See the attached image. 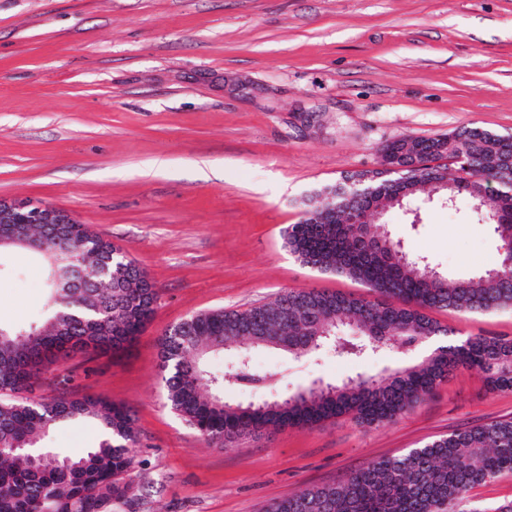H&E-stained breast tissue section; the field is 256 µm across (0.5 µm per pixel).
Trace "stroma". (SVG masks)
Returning <instances> with one entry per match:
<instances>
[{"instance_id":"35a3bbf8","label":"stroma","mask_w":512,"mask_h":512,"mask_svg":"<svg viewBox=\"0 0 512 512\" xmlns=\"http://www.w3.org/2000/svg\"><path fill=\"white\" fill-rule=\"evenodd\" d=\"M462 126L512 132V0H0V199L73 215L128 252L158 290L150 322L115 355L54 365L72 389L134 415L138 461L112 512H265L364 464L453 431L512 419V391L461 368L412 412L375 427L343 416L214 447L170 408L159 340L195 314L243 311L290 290L363 293L289 254L302 202L379 166L381 143ZM387 229L412 256L469 276L497 266L500 241L467 200L398 212ZM43 260L0 250V326L46 308ZM461 335L512 340V308L437 310ZM265 390L337 383L401 363L382 350L288 358L259 349ZM89 421L46 444L79 455Z\"/></svg>"}]
</instances>
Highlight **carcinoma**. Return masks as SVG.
I'll use <instances>...</instances> for the list:
<instances>
[{
  "mask_svg": "<svg viewBox=\"0 0 512 512\" xmlns=\"http://www.w3.org/2000/svg\"><path fill=\"white\" fill-rule=\"evenodd\" d=\"M380 168L351 174L303 202V217L284 230L288 251L322 274L359 281L380 295L308 289L287 291L244 311L211 310L167 331L160 354L173 410L212 444L270 429L312 427L351 415L378 426L414 409L461 366L485 374L492 390H512V340L470 336L426 314L452 309L486 314L512 306V134L463 126L436 137L400 136L378 148ZM446 159L449 165L435 161ZM461 197L478 207L501 242L496 268L450 278L425 258H411L376 214L425 200L448 207ZM30 250L47 264L50 297L42 322L28 332L0 327V512H112L129 498L137 467L135 420L124 405L94 394L37 395L50 366L71 351H119L150 320L158 298L148 276L122 248L81 224L66 242L84 275L57 283L46 250L53 229L31 227ZM349 327L356 338L336 336ZM420 360L341 384H311L284 397L243 405L224 401V387L262 388L270 376L252 369L251 351L275 348L293 358L329 347L362 357L376 349L406 355L435 338ZM237 359L213 375L209 358L224 345ZM91 420L101 428L85 455L37 446L56 426ZM512 474V421L464 428L393 457L374 460L343 480L306 487L269 512H512V500L484 507L471 494Z\"/></svg>",
  "mask_w": 512,
  "mask_h": 512,
  "instance_id": "carcinoma-1",
  "label": "carcinoma"
}]
</instances>
